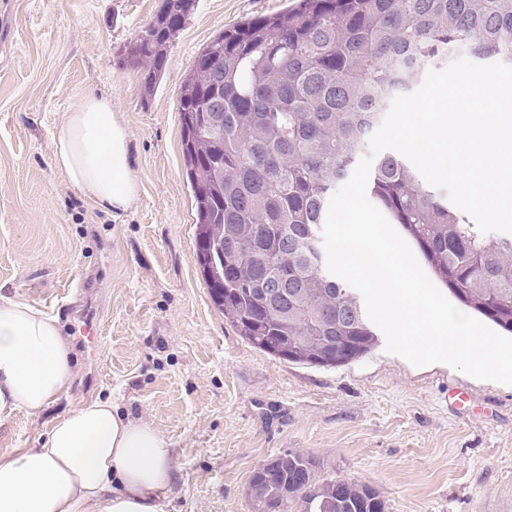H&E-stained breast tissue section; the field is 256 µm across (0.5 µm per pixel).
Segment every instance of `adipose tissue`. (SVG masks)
<instances>
[{
    "mask_svg": "<svg viewBox=\"0 0 512 512\" xmlns=\"http://www.w3.org/2000/svg\"><path fill=\"white\" fill-rule=\"evenodd\" d=\"M129 140L111 97L88 95L64 116L53 163L96 207L124 212L139 193ZM75 378L57 320L0 297V418L39 416ZM174 480L171 442L96 398L58 416L43 447L0 457V512H159Z\"/></svg>",
    "mask_w": 512,
    "mask_h": 512,
    "instance_id": "obj_1",
    "label": "adipose tissue"
}]
</instances>
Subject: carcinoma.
<instances>
[{"instance_id": "cac0c4a2", "label": "carcinoma", "mask_w": 512, "mask_h": 512, "mask_svg": "<svg viewBox=\"0 0 512 512\" xmlns=\"http://www.w3.org/2000/svg\"><path fill=\"white\" fill-rule=\"evenodd\" d=\"M196 0H163L124 62L154 91ZM467 49L512 65V0H297L224 30L181 84L196 256L213 303L253 347L335 368L379 336L361 295L326 268L328 201L391 100ZM372 194L463 306L512 334V234H480L396 151L376 156ZM288 496H283V493ZM253 512H386L369 485L323 475L301 451L253 472Z\"/></svg>"}]
</instances>
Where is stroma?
Returning <instances> with one entry per match:
<instances>
[{
  "label": "stroma",
  "mask_w": 512,
  "mask_h": 512,
  "mask_svg": "<svg viewBox=\"0 0 512 512\" xmlns=\"http://www.w3.org/2000/svg\"><path fill=\"white\" fill-rule=\"evenodd\" d=\"M154 92L125 66L162 0H0V296L57 319L77 377L43 414L0 419V454L41 447L54 420L111 399L172 443L160 512H251L249 480L289 451L363 482L387 512H512V387L377 346L329 368L255 349L213 304L196 258V208L177 111L181 82L224 28L293 0H197ZM111 96L140 186L109 214L52 162L66 112ZM469 395L466 415L448 392Z\"/></svg>",
  "instance_id": "1"
}]
</instances>
